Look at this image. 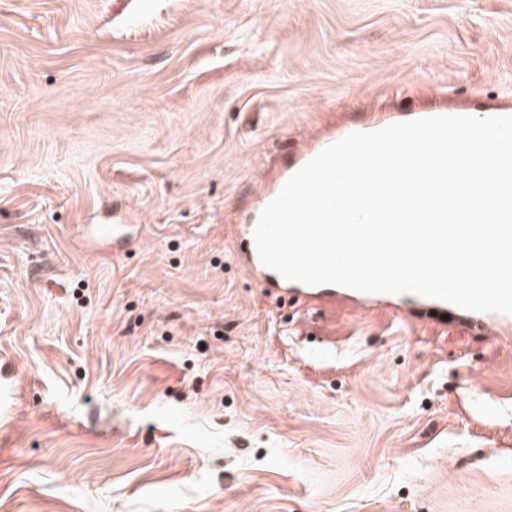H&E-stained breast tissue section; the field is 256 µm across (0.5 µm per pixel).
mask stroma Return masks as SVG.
Wrapping results in <instances>:
<instances>
[{
  "mask_svg": "<svg viewBox=\"0 0 512 512\" xmlns=\"http://www.w3.org/2000/svg\"><path fill=\"white\" fill-rule=\"evenodd\" d=\"M511 104L512 0H0V512H512V341L235 259L319 143ZM288 179V173L274 176L262 193L264 199L256 212L253 223L236 225L237 234L241 237L240 266L249 276L259 278V281L265 285L266 291L272 296L279 294L277 297L284 299V295L288 296L289 294L294 299L320 301L327 295L335 296L336 285L308 286L299 282L287 281L261 263L254 245L253 229L262 209L279 193Z\"/></svg>",
  "mask_w": 512,
  "mask_h": 512,
  "instance_id": "1",
  "label": "stroma"
}]
</instances>
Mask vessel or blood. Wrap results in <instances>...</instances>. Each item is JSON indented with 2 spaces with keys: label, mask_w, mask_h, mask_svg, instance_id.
Here are the masks:
<instances>
[{
  "label": "vessel or blood",
  "mask_w": 512,
  "mask_h": 512,
  "mask_svg": "<svg viewBox=\"0 0 512 512\" xmlns=\"http://www.w3.org/2000/svg\"><path fill=\"white\" fill-rule=\"evenodd\" d=\"M237 234L240 238L239 258L241 268L249 276L259 279L270 295H288L306 301H320L325 296L335 295V286H308L299 282L288 281L265 267L261 263L254 245L252 225H238ZM346 295L354 301L372 305L386 304L395 308L399 307L402 300L406 299L420 309L429 320L438 324L448 319L464 323L471 329H480L490 336L505 335L512 332V316L466 310L416 293L405 297L399 294L364 293L350 289L347 290Z\"/></svg>",
  "instance_id": "b4317fda"
}]
</instances>
